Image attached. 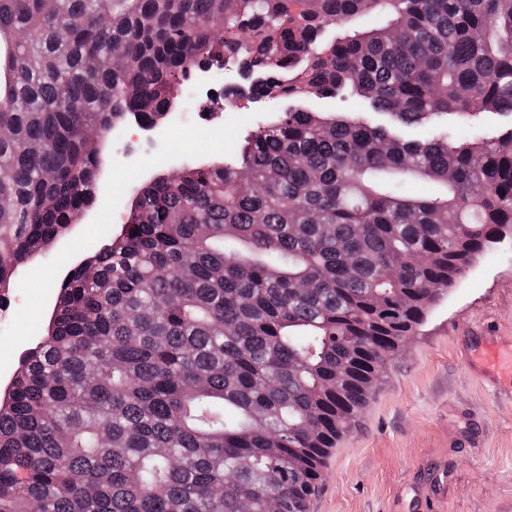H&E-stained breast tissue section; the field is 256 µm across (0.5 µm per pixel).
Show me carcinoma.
Wrapping results in <instances>:
<instances>
[{"label": "carcinoma", "instance_id": "1", "mask_svg": "<svg viewBox=\"0 0 512 512\" xmlns=\"http://www.w3.org/2000/svg\"><path fill=\"white\" fill-rule=\"evenodd\" d=\"M226 60L286 107L56 284L0 390V512H309L385 361L512 229V128L480 126L512 116V0H0V291L93 208L112 133ZM348 91L383 119L299 104Z\"/></svg>", "mask_w": 512, "mask_h": 512}]
</instances>
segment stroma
I'll return each mask as SVG.
<instances>
[{"mask_svg":"<svg viewBox=\"0 0 512 512\" xmlns=\"http://www.w3.org/2000/svg\"><path fill=\"white\" fill-rule=\"evenodd\" d=\"M194 105L161 140L122 127L104 147L100 195L108 210L21 267L0 293V377L45 323L53 286L88 242L115 233L149 171L177 161L231 158L261 114L248 99ZM512 336V232L440 296L375 382L357 423L326 459L310 512H512V393L464 361L462 331Z\"/></svg>","mask_w":512,"mask_h":512,"instance_id":"35a3bbf8","label":"stroma"}]
</instances>
